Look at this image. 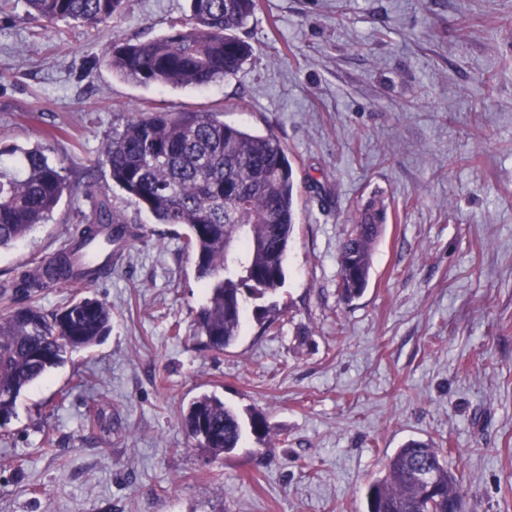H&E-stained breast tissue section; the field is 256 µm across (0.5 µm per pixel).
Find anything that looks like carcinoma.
I'll return each mask as SVG.
<instances>
[{"mask_svg": "<svg viewBox=\"0 0 512 512\" xmlns=\"http://www.w3.org/2000/svg\"><path fill=\"white\" fill-rule=\"evenodd\" d=\"M258 0H189V15L169 32L140 41H114L105 62L123 80L139 86L204 89L236 76L253 48L236 31L254 15ZM36 23L69 20L91 25L120 16L125 0H23ZM221 113L140 114L104 145L113 183L160 224L185 229L184 247L206 284L207 303L198 314L206 345L218 352L239 336L248 296L273 292L285 279L288 244L296 224L292 166L280 139L220 119ZM13 157L8 164L5 156ZM80 183L52 163L38 146L0 148V249L11 248L49 221L63 198L78 195ZM386 221L373 202L355 219L340 247L341 297L367 286L373 252ZM237 259L224 241L239 225ZM132 235L104 197L84 216L70 246L48 265L0 281V296L23 294L30 304L0 314V425L15 415L30 384L65 363L67 355L100 344L112 328V308L88 296L73 298L50 314L33 302L44 288L95 280L112 270L107 245ZM193 447L217 458L243 438L244 423L218 396L203 394L184 414ZM433 472V486L417 483L420 468ZM463 497L440 449L410 439L389 458L383 476L367 491V512H462Z\"/></svg>", "mask_w": 512, "mask_h": 512, "instance_id": "carcinoma-1", "label": "carcinoma"}]
</instances>
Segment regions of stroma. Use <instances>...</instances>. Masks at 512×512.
Here are the masks:
<instances>
[{
  "label": "stroma",
  "instance_id": "obj_1",
  "mask_svg": "<svg viewBox=\"0 0 512 512\" xmlns=\"http://www.w3.org/2000/svg\"><path fill=\"white\" fill-rule=\"evenodd\" d=\"M188 0H126L108 24L35 25L0 7V144L41 146L133 228L82 293L112 330L19 397L0 426V512H366L397 448H441L464 512H512V0H259L253 55L201 91L143 88L103 58ZM156 107L217 110L281 140L298 185L283 284L206 348L184 229L112 183L104 144ZM387 207L367 287L338 254L359 210ZM92 197L0 250V279L48 261ZM277 320L261 330V310ZM268 433L210 461L183 414L201 393Z\"/></svg>",
  "mask_w": 512,
  "mask_h": 512
}]
</instances>
